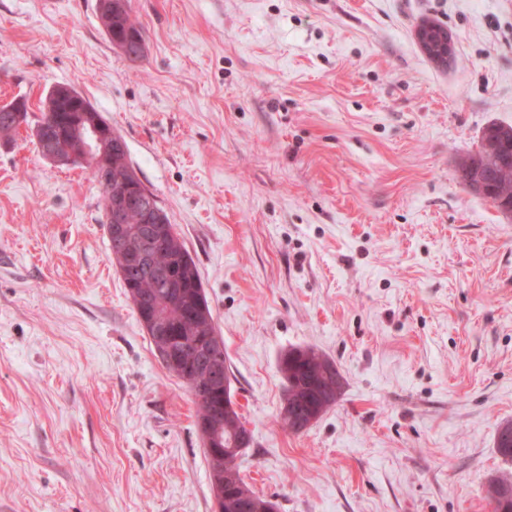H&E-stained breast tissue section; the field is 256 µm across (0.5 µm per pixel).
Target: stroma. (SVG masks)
<instances>
[{
	"mask_svg": "<svg viewBox=\"0 0 512 512\" xmlns=\"http://www.w3.org/2000/svg\"><path fill=\"white\" fill-rule=\"evenodd\" d=\"M0 0V106L72 86L128 147L200 271L278 512H491L512 472V222L460 155L512 125V0ZM433 22L454 56L416 39ZM102 189L0 141V512H215L196 407L111 261ZM332 360L284 427L279 359ZM121 2L122 0H100V20L109 41L113 44L114 38H118L122 44L117 47L136 55L135 59L127 57L134 61L143 56L144 39L131 18L129 1L125 0V4ZM285 407L288 410V420L285 418H281L282 422L288 427V424L290 425V431L293 432H303L305 431L311 423L314 422L319 406L317 407L318 410H313L312 412L308 413H302L300 406L297 405H288L285 403Z\"/></svg>",
	"mask_w": 512,
	"mask_h": 512,
	"instance_id": "1",
	"label": "stroma"
}]
</instances>
